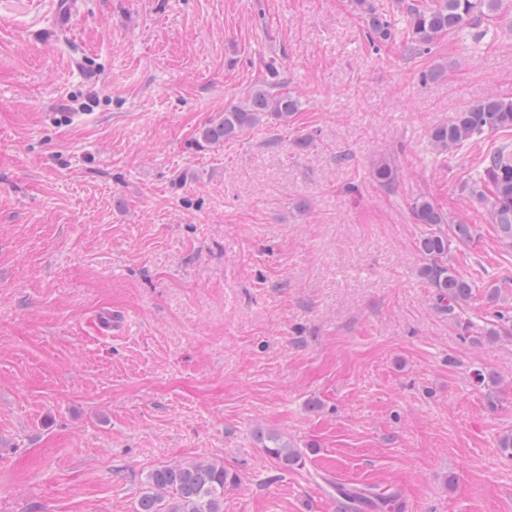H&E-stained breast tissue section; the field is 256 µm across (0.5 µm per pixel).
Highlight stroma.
Wrapping results in <instances>:
<instances>
[{"label":"stroma","instance_id":"35a3bbf8","mask_svg":"<svg viewBox=\"0 0 512 512\" xmlns=\"http://www.w3.org/2000/svg\"><path fill=\"white\" fill-rule=\"evenodd\" d=\"M376 3L384 44L352 0H0V512H136L148 471L202 458L240 475L224 512H339L340 484L512 512V335L489 333L512 249L471 195L512 132L428 137L512 97V0L419 54ZM271 79L290 126L201 142ZM421 196L475 227L452 314L419 273ZM354 4L365 17L368 36L373 42L384 43L392 39L394 34L391 22L373 0H354ZM270 444H263L266 454L275 460L279 466L288 468L293 465L302 464L303 452L299 448H294L287 444H282L276 437H268Z\"/></svg>","mask_w":512,"mask_h":512}]
</instances>
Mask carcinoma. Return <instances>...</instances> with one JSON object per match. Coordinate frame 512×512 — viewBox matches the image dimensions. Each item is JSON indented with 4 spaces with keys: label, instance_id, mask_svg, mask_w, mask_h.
I'll list each match as a JSON object with an SVG mask.
<instances>
[{
    "label": "carcinoma",
    "instance_id": "carcinoma-1",
    "mask_svg": "<svg viewBox=\"0 0 512 512\" xmlns=\"http://www.w3.org/2000/svg\"><path fill=\"white\" fill-rule=\"evenodd\" d=\"M355 7L367 22L369 38L384 43L392 39L393 28L387 15L374 0H354ZM406 5L409 15L410 50L418 53L438 38L477 26L495 12L501 0H398ZM301 110L300 100L274 90L273 84L255 86L246 101L224 110V117L201 130L203 141L223 145L239 138L245 131L265 119L288 125ZM512 130V98L489 97L439 122L429 130L432 144L444 151L487 134ZM473 196L487 207L500 242L512 248V150L497 148L486 154L478 178L472 188ZM416 223L429 229L417 242V249L426 260L420 275L437 291V300L452 314L472 298V287L465 277L448 266L452 243L469 241L475 231L473 224H449L443 213L425 197L412 204ZM266 454L279 466L287 468L302 464L303 452L275 437L263 445ZM238 476L213 459L158 466L146 477V491L138 502V512H223L224 487L237 483ZM336 496L342 512H402L400 493L376 494L367 488L336 486Z\"/></svg>",
    "mask_w": 512,
    "mask_h": 512
}]
</instances>
